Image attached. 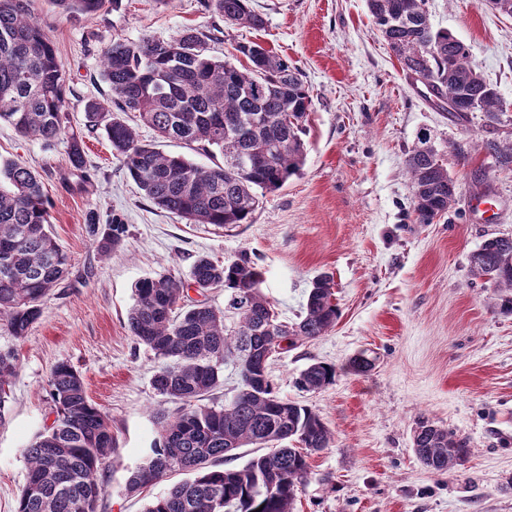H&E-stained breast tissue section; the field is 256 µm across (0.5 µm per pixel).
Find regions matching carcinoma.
<instances>
[{"mask_svg": "<svg viewBox=\"0 0 512 512\" xmlns=\"http://www.w3.org/2000/svg\"><path fill=\"white\" fill-rule=\"evenodd\" d=\"M30 0H0V122L24 138L52 144L67 138L71 167H84L83 136L66 133V88L53 42L32 18ZM67 14L94 16L105 0H53ZM368 10L408 76L423 84L434 104L461 120L483 113L482 147L500 169L512 170V144L493 137L503 100L472 63L465 44L432 26L426 0H366ZM208 11L235 27L261 29L251 0H204ZM248 65L238 68L206 54L196 30L160 41L114 39L104 52L103 78L114 109L90 101L91 129L101 128L144 196L157 208L191 224H248L259 194L280 189L306 156L302 121L311 100L288 62L262 45L240 43ZM162 138L194 144L220 161L199 167L142 142L123 114ZM413 211L430 224L458 200V187L440 163L431 133L420 132L406 157ZM127 236L118 217L96 240L107 257ZM471 272L502 294L512 314V236L486 239L470 256ZM70 257L50 231L49 200L38 174L20 162L0 166V327L17 341L43 314L55 286L69 273ZM264 271L248 254L224 265L195 260L190 283L156 275L136 283L128 318L134 339L161 361L154 390L176 407L158 417V439L147 462L126 484L138 492L173 472L191 478L149 501L144 512H293L310 471L312 453L329 447L331 432L306 405L279 397L268 368L246 351H273L315 339L340 315L330 278L317 277L304 316L290 326L278 318L261 289ZM222 288L224 309L184 303L189 289ZM239 370L241 389L228 403H203L221 384L224 365ZM19 368L14 348H0V426ZM336 368L312 363L298 386L319 391L333 384ZM48 396L51 425L23 450L27 482L16 512H97L98 474L115 448L108 416L89 398L69 363L53 369ZM244 446L264 448L240 468H219ZM413 448L423 465L445 473L469 453L468 442L421 421Z\"/></svg>", "mask_w": 512, "mask_h": 512, "instance_id": "carcinoma-1", "label": "carcinoma"}]
</instances>
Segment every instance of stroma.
Returning <instances> with one entry per match:
<instances>
[{
	"label": "stroma",
	"instance_id": "obj_1",
	"mask_svg": "<svg viewBox=\"0 0 512 512\" xmlns=\"http://www.w3.org/2000/svg\"><path fill=\"white\" fill-rule=\"evenodd\" d=\"M266 25H225L204 0H119L94 17H74L49 0L30 11L50 36L66 81L68 126L84 137L83 169L70 167L67 143L20 137L0 123V161L35 169L51 207V227L70 255L69 274L16 347L19 370L0 426V512H16L27 480L23 456L54 415L47 394L54 366L82 375L112 421L116 448L99 481L97 512H142L170 486L125 491L149 457L160 413L171 404L152 387L158 366L128 328L134 286L155 274L188 278L201 256L216 263L248 252L263 267V292L282 321L296 322L314 278L328 275L340 317L325 335L276 355L269 374L279 397L309 406L330 429L328 448L309 458L295 512H512V315L471 275L469 256L487 238L512 236V171L475 146L482 113L459 122L413 86L365 0H252ZM435 28L450 30L504 102L496 137L512 143V17L481 0H427ZM197 29L210 55L233 61L249 39L287 59L312 105L303 123L299 174L265 194L250 223L190 224L156 209L131 179L104 131L85 127L88 101H106L103 53L112 38L169 40ZM430 130L459 185L457 204L431 224L413 212L405 158ZM484 194L495 216L470 206ZM127 224L119 251L100 256L93 228ZM374 361L357 373L359 354ZM335 366V382L300 390L309 364ZM429 420L471 452L437 474L417 459L413 431Z\"/></svg>",
	"mask_w": 512,
	"mask_h": 512
}]
</instances>
